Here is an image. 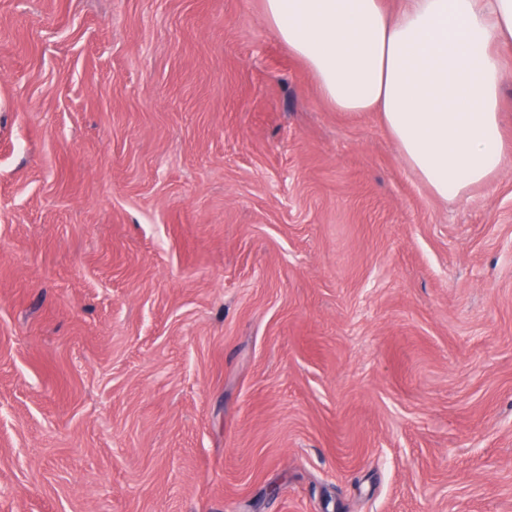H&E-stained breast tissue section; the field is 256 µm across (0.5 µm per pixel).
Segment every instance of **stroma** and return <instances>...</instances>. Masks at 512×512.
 <instances>
[{"label": "stroma", "mask_w": 512, "mask_h": 512, "mask_svg": "<svg viewBox=\"0 0 512 512\" xmlns=\"http://www.w3.org/2000/svg\"><path fill=\"white\" fill-rule=\"evenodd\" d=\"M0 512H512V152L437 197L263 0H0Z\"/></svg>", "instance_id": "obj_1"}]
</instances>
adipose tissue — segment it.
<instances>
[{"label":"adipose tissue","mask_w":512,"mask_h":512,"mask_svg":"<svg viewBox=\"0 0 512 512\" xmlns=\"http://www.w3.org/2000/svg\"><path fill=\"white\" fill-rule=\"evenodd\" d=\"M269 26L336 111L378 112L432 192L460 199L500 171L512 0H264Z\"/></svg>","instance_id":"1"}]
</instances>
